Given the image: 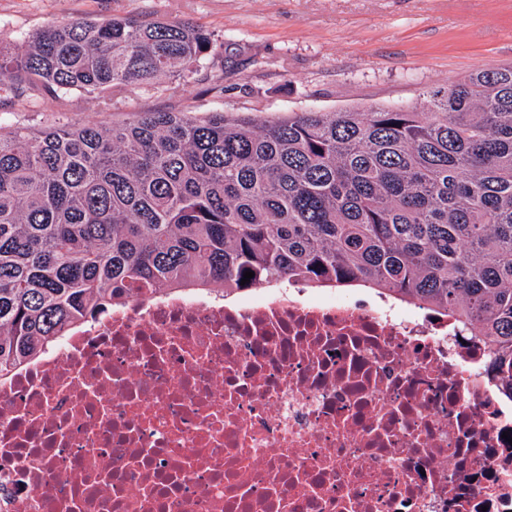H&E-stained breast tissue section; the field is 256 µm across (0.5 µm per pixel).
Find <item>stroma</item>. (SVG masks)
Instances as JSON below:
<instances>
[{
  "label": "stroma",
  "instance_id": "stroma-1",
  "mask_svg": "<svg viewBox=\"0 0 512 512\" xmlns=\"http://www.w3.org/2000/svg\"><path fill=\"white\" fill-rule=\"evenodd\" d=\"M134 15L211 36L186 78L109 99L30 87L0 92V129L134 120L143 112H295L415 105L426 90L512 64V0H0V47L73 19Z\"/></svg>",
  "mask_w": 512,
  "mask_h": 512
}]
</instances>
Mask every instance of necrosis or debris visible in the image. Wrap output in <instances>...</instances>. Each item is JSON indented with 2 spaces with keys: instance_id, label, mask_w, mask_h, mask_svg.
<instances>
[{
  "instance_id": "necrosis-or-debris-1",
  "label": "necrosis or debris",
  "mask_w": 512,
  "mask_h": 512,
  "mask_svg": "<svg viewBox=\"0 0 512 512\" xmlns=\"http://www.w3.org/2000/svg\"><path fill=\"white\" fill-rule=\"evenodd\" d=\"M386 295L134 298L0 382V512H512V396Z\"/></svg>"
}]
</instances>
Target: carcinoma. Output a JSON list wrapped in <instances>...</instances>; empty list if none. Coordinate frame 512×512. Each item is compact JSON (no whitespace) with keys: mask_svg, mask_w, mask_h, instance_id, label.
<instances>
[{"mask_svg":"<svg viewBox=\"0 0 512 512\" xmlns=\"http://www.w3.org/2000/svg\"><path fill=\"white\" fill-rule=\"evenodd\" d=\"M210 35L117 16L0 50V89L185 77ZM421 109L144 112L0 132V378L116 301L249 283L367 286L473 323L512 394V66Z\"/></svg>","mask_w":512,"mask_h":512,"instance_id":"carcinoma-1","label":"carcinoma"}]
</instances>
